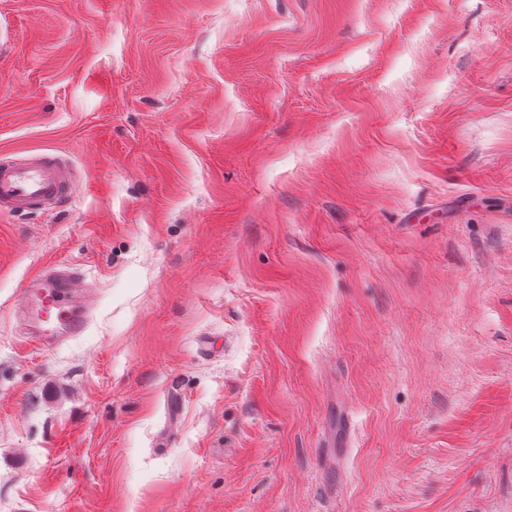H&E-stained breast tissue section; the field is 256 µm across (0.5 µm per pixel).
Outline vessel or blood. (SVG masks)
<instances>
[{"mask_svg":"<svg viewBox=\"0 0 512 512\" xmlns=\"http://www.w3.org/2000/svg\"><path fill=\"white\" fill-rule=\"evenodd\" d=\"M73 190L68 171L52 157L0 162V213L60 207ZM18 305L29 341L44 350L80 335L88 324L78 273L70 267L51 266L28 278Z\"/></svg>","mask_w":512,"mask_h":512,"instance_id":"b4317fda","label":"vessel or blood"}]
</instances>
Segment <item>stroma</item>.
Instances as JSON below:
<instances>
[{
	"label": "stroma",
	"instance_id": "stroma-1",
	"mask_svg": "<svg viewBox=\"0 0 512 512\" xmlns=\"http://www.w3.org/2000/svg\"><path fill=\"white\" fill-rule=\"evenodd\" d=\"M31 155L76 183L0 214V512H512V0H0ZM78 279L71 267L51 266L28 278L20 289L18 305L26 338L44 351L80 335L88 324Z\"/></svg>",
	"mask_w": 512,
	"mask_h": 512
}]
</instances>
